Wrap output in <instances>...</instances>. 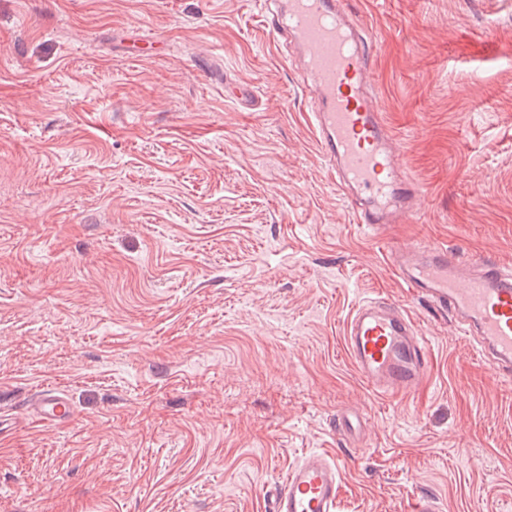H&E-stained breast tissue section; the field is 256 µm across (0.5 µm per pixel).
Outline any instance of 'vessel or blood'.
Masks as SVG:
<instances>
[{
    "label": "vessel or blood",
    "mask_w": 512,
    "mask_h": 512,
    "mask_svg": "<svg viewBox=\"0 0 512 512\" xmlns=\"http://www.w3.org/2000/svg\"><path fill=\"white\" fill-rule=\"evenodd\" d=\"M262 23L274 43L289 48L303 67L312 101L318 150L337 191L360 227L379 231L410 223L420 186L404 175L386 117L371 84L373 41L342 0H280ZM408 293L453 318L500 378L512 380V268L461 258L442 244L390 253ZM344 342L363 382L397 397L414 393L429 366V345L413 317L388 300H368L349 315ZM28 408L43 424L67 423L66 394L38 391ZM341 468L321 453L291 466L272 499L271 512H338Z\"/></svg>",
    "instance_id": "1"
}]
</instances>
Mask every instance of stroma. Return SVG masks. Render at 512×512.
<instances>
[{"instance_id":"stroma-1","label":"stroma","mask_w":512,"mask_h":512,"mask_svg":"<svg viewBox=\"0 0 512 512\" xmlns=\"http://www.w3.org/2000/svg\"><path fill=\"white\" fill-rule=\"evenodd\" d=\"M264 2L0 0V512H271L312 452L341 463V512L421 494L512 512V382L354 223ZM347 7L377 34L373 89L422 188L389 248L512 266V0ZM378 298L430 343L407 397L345 352ZM51 387L70 423L31 419Z\"/></svg>"}]
</instances>
